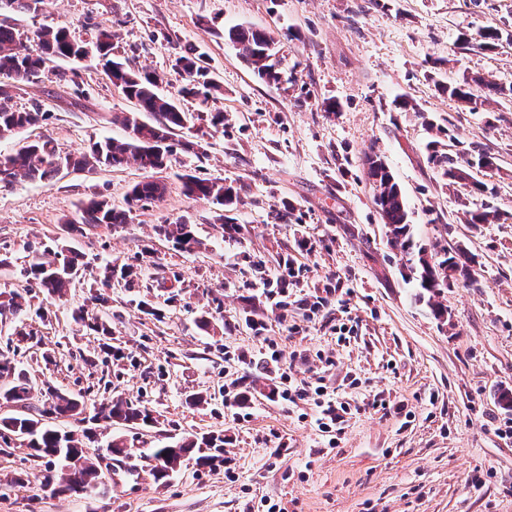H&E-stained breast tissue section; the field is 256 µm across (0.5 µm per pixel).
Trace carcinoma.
Here are the masks:
<instances>
[{"mask_svg":"<svg viewBox=\"0 0 512 512\" xmlns=\"http://www.w3.org/2000/svg\"><path fill=\"white\" fill-rule=\"evenodd\" d=\"M43 0H0L17 16L37 13ZM112 29L102 27L96 30L89 42L72 35L62 25H44L29 33L16 23L0 24V75L11 79L8 84L0 82V139L11 137L28 126L37 123L44 113L39 109L21 111L13 104L12 89L22 83H34L45 73L48 64L58 60H82L93 50L104 51L110 59L106 62L107 76L123 94L135 101L136 112L148 113L150 122L130 126L129 113L113 116V121L128 128L127 137L122 141L105 138L92 143L89 151L79 155L63 153L50 145V142H32L13 154H0V185H11L20 177L52 179L60 171V166L93 171L98 167H116L130 160L147 170L163 169L171 162L174 148L180 147L184 153L202 155L201 142L184 139L172 142L175 131L183 130L186 124L195 120H205L217 129L224 126V113L199 112L195 115L182 111L171 98L159 89V77L149 71L130 68L126 61L112 56ZM228 39L238 44L242 58L257 75L269 83L281 80L273 59L277 54L274 39L260 30L235 26L228 30ZM176 66L187 75L183 92L201 99L208 105L213 95L221 91L220 81L210 75L204 56L193 50L177 59ZM450 96L466 104H477L479 96L473 93L468 82L448 85L443 88ZM454 137L442 146L431 144L429 162L442 170V175L450 183L466 182L471 177L470 168L475 166L494 167V157L480 153L474 158H462L453 154L456 146ZM184 192L189 196L207 198L226 211L234 205L236 195L230 187L213 181L197 172L179 175ZM368 178L375 190L374 203L378 208L383 224L387 227L392 245L409 256L410 275L421 290L434 298L460 280L472 277L475 257L461 245L446 246L440 250L437 259L431 261L425 248L415 244L411 232L409 213L405 199L394 182L385 163L377 160L368 167ZM164 186L155 181L136 183L129 192L128 209H115L105 199H91L81 209L80 223L93 226L117 227L129 222L132 208L162 197ZM466 223L490 224L507 220L512 216L501 212L489 204L477 212H465ZM156 232L172 247L182 252H191L200 245L193 225L186 220L174 224H159ZM81 256L64 247L44 249L36 256L27 270L33 287L45 299H61L72 287L80 269ZM17 340H8L6 347L11 353H0V379L9 384L0 386V406L25 404L29 400L32 381L29 372L20 366L16 359L22 344L33 339V335L23 328L14 329ZM48 398L34 413L0 415V447L10 448L18 443L37 452V456L48 458L43 485H52V492H86L97 488L99 473L95 462L85 451L82 439L89 438L83 433L78 438L72 431L54 428L45 420L51 418H74L85 411L84 401L79 395L62 393L47 388ZM91 414L104 420L138 425L150 428L155 422L153 410L141 401L126 398L113 399L106 404L94 405ZM147 459L154 462L152 472L156 479H163L176 472L185 460L193 459L199 466H211L224 462V438L215 435L182 434L174 444H166L152 449ZM60 464V474H55L52 465Z\"/></svg>","mask_w":512,"mask_h":512,"instance_id":"obj_1","label":"carcinoma"}]
</instances>
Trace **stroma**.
<instances>
[{
	"label": "stroma",
	"instance_id": "35a3bbf8",
	"mask_svg": "<svg viewBox=\"0 0 512 512\" xmlns=\"http://www.w3.org/2000/svg\"><path fill=\"white\" fill-rule=\"evenodd\" d=\"M35 31L65 25L82 37L111 27L114 52L130 67L158 73L161 93L184 111L200 101L181 93L186 77L175 60L202 53L224 87L209 109L223 131L207 137L205 158L176 153L171 167L136 163L63 172L50 181L19 178L0 188V302L25 295V269L44 247L83 256L75 286L45 305L0 320V350L14 326L37 337L29 403L47 388L83 393L101 404L121 395L153 409L141 430L94 423L89 454L120 436L138 474L114 485L113 459L98 462V495L43 490L44 459L14 446L0 454V512H258L261 499L283 512H512V421L499 396L512 393V220L472 226L464 212L483 197L448 184L427 161L426 145L453 135L461 150H483L496 169L482 173L492 202L512 213V95L471 106L444 93L448 84L483 77L512 87V0H45L38 16L20 18ZM244 25L277 46L280 84L260 79L225 38ZM497 31L485 48L481 34ZM78 85L53 78L19 85L18 109L40 108L36 126L0 140V153L43 140L79 152L100 139H122L113 123L135 105L113 86L96 59L79 63ZM336 111H324V100ZM379 155L399 184L414 240L435 254L464 246L475 255L474 279L438 296L449 321L437 319L405 280V257L392 248L374 204L366 152ZM196 171L233 187L225 234L210 200L188 196L179 179ZM164 182V195L134 208L112 229L68 221L93 198L125 207L132 186ZM290 223L276 220L283 205ZM189 220L201 247L184 253L157 236L156 225ZM290 254L297 275L287 307L267 296L286 275L275 262ZM266 267L255 279L249 262ZM131 264L106 303L90 299L106 264ZM325 305L310 314L316 298ZM149 302L158 316L141 312ZM105 322L121 357H107L102 336L73 321L74 309ZM211 311V325L197 320ZM265 326L256 335L253 323ZM278 360L258 367L259 351ZM238 358L225 361V350ZM332 358L324 366L323 358ZM322 375L350 404L337 446L311 426L309 399L270 398L271 377ZM239 381L248 401L228 403L224 387ZM191 393L203 405L186 404ZM224 437L222 464H182L155 480L148 449L181 433ZM481 477L480 489L471 486Z\"/></svg>",
	"mask_w": 512,
	"mask_h": 512
}]
</instances>
